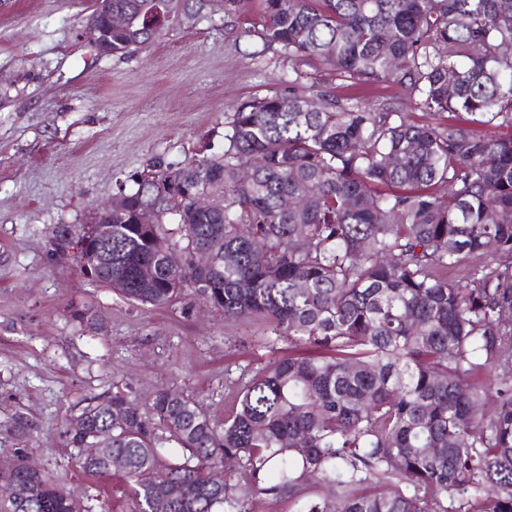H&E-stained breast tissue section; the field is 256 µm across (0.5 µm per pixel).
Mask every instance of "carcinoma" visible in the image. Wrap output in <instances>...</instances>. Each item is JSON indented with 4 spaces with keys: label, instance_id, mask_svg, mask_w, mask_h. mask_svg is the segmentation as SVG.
<instances>
[{
    "label": "carcinoma",
    "instance_id": "1",
    "mask_svg": "<svg viewBox=\"0 0 512 512\" xmlns=\"http://www.w3.org/2000/svg\"><path fill=\"white\" fill-rule=\"evenodd\" d=\"M210 2L112 0L127 25L101 20L97 54L208 22ZM260 12L290 59L512 128V0H260ZM229 125L223 155L154 159L98 223L47 226L52 254L133 304L199 300L262 321L268 347L313 354L242 376L222 422L170 386L83 398L80 427L65 420L79 466L107 474L123 458L129 512H252L258 498L294 512H512V322L500 319L512 314V134L296 93L243 102ZM488 252L498 262L448 278ZM72 317L104 330L88 307ZM481 369L486 389L468 381ZM9 428L35 430L20 413ZM15 454L0 512H96Z\"/></svg>",
    "mask_w": 512,
    "mask_h": 512
}]
</instances>
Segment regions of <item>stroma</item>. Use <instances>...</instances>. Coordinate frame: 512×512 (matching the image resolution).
Instances as JSON below:
<instances>
[{
  "label": "stroma",
  "mask_w": 512,
  "mask_h": 512,
  "mask_svg": "<svg viewBox=\"0 0 512 512\" xmlns=\"http://www.w3.org/2000/svg\"><path fill=\"white\" fill-rule=\"evenodd\" d=\"M89 13L88 0H0V470L15 461L8 425L21 412L38 427L33 461L109 512H126L123 477L83 471L64 441L73 405L116 383L167 384L204 400L220 422L242 371L288 346L265 347L256 326L200 301L188 311L141 307L93 287L77 264L52 260L46 225L94 223L151 158L223 154L227 116L255 97L356 96L420 125L463 116L416 110L392 83L354 89L333 70L287 59L262 35L259 0L216 9L212 21L125 59L97 56ZM73 305L103 315L105 334L81 330L67 316Z\"/></svg>",
  "instance_id": "35a3bbf8"
}]
</instances>
